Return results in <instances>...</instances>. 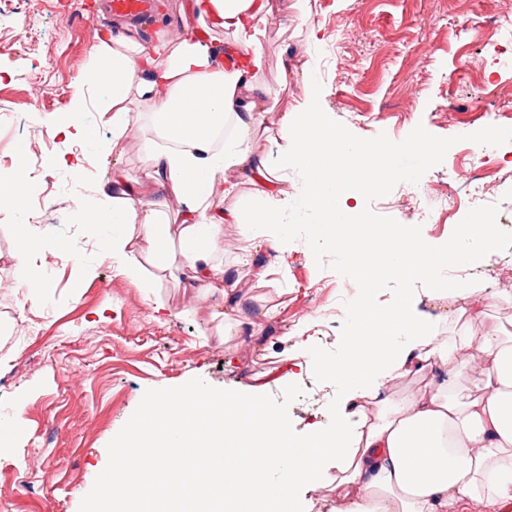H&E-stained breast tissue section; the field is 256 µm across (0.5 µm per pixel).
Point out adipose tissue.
Wrapping results in <instances>:
<instances>
[{
  "label": "adipose tissue",
  "instance_id": "ef3b65f1",
  "mask_svg": "<svg viewBox=\"0 0 512 512\" xmlns=\"http://www.w3.org/2000/svg\"><path fill=\"white\" fill-rule=\"evenodd\" d=\"M200 23L162 35L145 49L130 36H103L93 47L88 82L112 106V148L128 138L125 115L145 103L154 139L141 146L143 181L152 198L130 187L113 168L112 190L95 211L111 227L103 256L142 279L138 245L185 283L213 297L212 319L225 330L261 336L260 319L245 316L247 288L263 284L273 267L287 269L289 212L317 215L313 249L340 246L358 277L346 312L343 353L313 361L336 385L330 427L313 428L303 444L257 394L232 400L197 384L147 399L120 443L119 461L102 490V512H201L221 474L222 512H287L300 489H329L330 512H512V327L473 334L482 290L457 282L450 270L480 265L497 239L484 216L457 237L433 246L411 227L372 233L351 214L345 181H374L390 171L397 147L343 137L306 94L298 111L276 112L255 78L266 67L260 26L279 13L274 0H184ZM234 40L217 47L214 31ZM275 129L281 162L258 155V134ZM223 133L215 143V133ZM302 189L289 193V171ZM261 185L257 202L242 210L213 207L216 196L235 197L241 183ZM182 202L180 244L165 230L170 200ZM249 240L232 263L216 266L225 225ZM264 243L269 256L253 251ZM424 281L422 296L408 295L392 310L374 295L388 275ZM453 304L431 316L420 301ZM429 375L423 387L392 393L397 381ZM182 455L194 474L186 486L169 468Z\"/></svg>",
  "mask_w": 512,
  "mask_h": 512
}]
</instances>
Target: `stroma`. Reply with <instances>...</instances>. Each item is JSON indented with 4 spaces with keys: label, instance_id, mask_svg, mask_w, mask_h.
<instances>
[{
    "label": "stroma",
    "instance_id": "35a3bbf8",
    "mask_svg": "<svg viewBox=\"0 0 512 512\" xmlns=\"http://www.w3.org/2000/svg\"><path fill=\"white\" fill-rule=\"evenodd\" d=\"M308 13L268 22L258 77L277 112H293L306 87L281 78L283 61L306 63L316 76L318 111L354 141L404 142L422 134L440 146L431 161L401 153L399 173L381 176L380 195L351 190L350 206L374 230L409 225L438 245L453 239L471 214L502 218L482 270L463 271L473 285L512 289V0H310ZM128 19L108 0H0V166L10 167L48 147L29 223L0 207V426L15 416L25 436L0 442V512H97L119 443L144 402L162 390L201 384L218 392L263 394L288 423L295 441L309 426L329 425L336 388L319 381L312 355L336 356L346 323L335 309L352 289L357 270L340 248L311 255L314 214L291 217L293 246L286 274L252 288L253 309L275 308L263 340L228 336L205 313L201 296L150 259L148 282L101 262L110 229L77 221L72 195L94 207L109 173L80 170L72 191L64 161L81 141L55 135L75 99L92 113L97 144L112 142V118L95 115L96 95L84 84L98 32H126ZM46 39H27L29 30ZM43 81L42 98L28 96L30 78ZM125 119L130 140L119 165L142 180V141L152 138L145 104ZM489 150L483 192L470 191L466 172ZM465 204L440 224L421 211L437 196ZM38 241L36 264L44 293L20 283L10 255L21 236ZM308 345L298 348V325Z\"/></svg>",
    "mask_w": 512,
    "mask_h": 512
}]
</instances>
